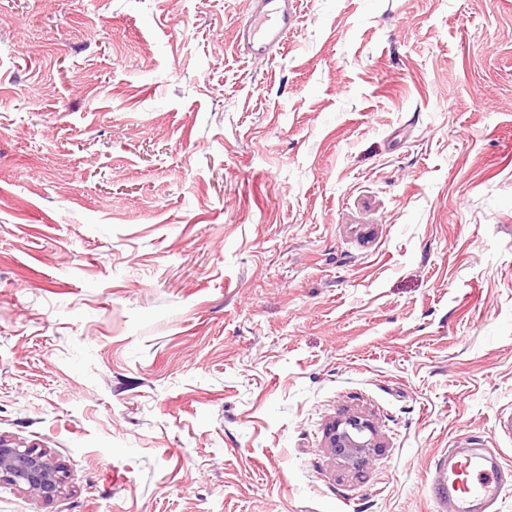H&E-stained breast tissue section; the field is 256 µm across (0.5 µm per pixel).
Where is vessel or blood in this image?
<instances>
[{
  "label": "vessel or blood",
  "instance_id": "1",
  "mask_svg": "<svg viewBox=\"0 0 512 512\" xmlns=\"http://www.w3.org/2000/svg\"><path fill=\"white\" fill-rule=\"evenodd\" d=\"M297 20L295 0H251L236 42L251 57H268ZM428 479L437 512H489L512 495V468L494 453L475 448L448 449L435 461Z\"/></svg>",
  "mask_w": 512,
  "mask_h": 512
}]
</instances>
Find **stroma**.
<instances>
[{
    "instance_id": "stroma-1",
    "label": "stroma",
    "mask_w": 512,
    "mask_h": 512,
    "mask_svg": "<svg viewBox=\"0 0 512 512\" xmlns=\"http://www.w3.org/2000/svg\"><path fill=\"white\" fill-rule=\"evenodd\" d=\"M0 0V512H434L512 462V0ZM374 418L361 475L326 446ZM294 0L249 1L246 21L238 27L236 42L248 55L265 58L280 46L298 20ZM66 479L64 468L48 452L0 436V482L51 501L66 491ZM429 492L437 512H487L512 493V468L494 453L457 446L429 470Z\"/></svg>"
}]
</instances>
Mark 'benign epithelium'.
I'll use <instances>...</instances> for the list:
<instances>
[{
  "instance_id": "benign-epithelium-1",
  "label": "benign epithelium",
  "mask_w": 512,
  "mask_h": 512,
  "mask_svg": "<svg viewBox=\"0 0 512 512\" xmlns=\"http://www.w3.org/2000/svg\"><path fill=\"white\" fill-rule=\"evenodd\" d=\"M380 447L374 423L360 414H348L333 422L327 448L342 466L358 471ZM0 482H7L43 500L51 501L66 491V472L48 452L21 446L0 436Z\"/></svg>"
}]
</instances>
